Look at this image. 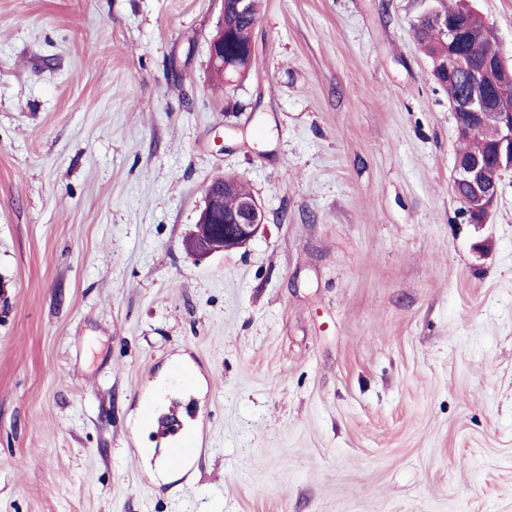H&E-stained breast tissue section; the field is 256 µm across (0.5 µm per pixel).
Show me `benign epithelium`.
<instances>
[{
    "label": "benign epithelium",
    "mask_w": 512,
    "mask_h": 512,
    "mask_svg": "<svg viewBox=\"0 0 512 512\" xmlns=\"http://www.w3.org/2000/svg\"><path fill=\"white\" fill-rule=\"evenodd\" d=\"M210 55L213 69L221 72L228 69L224 41H212ZM444 69L450 78L466 77L464 93L450 100V107L456 141L472 146L469 154H456L453 177V189H463L458 199L469 219L493 209L502 175L512 171V109L501 106V102L512 99V68L493 50L482 59L450 52ZM489 123L500 132L499 140L492 146L480 141V132ZM230 183L231 178L219 177L204 190L197 231L185 241L187 254L197 260L244 247L265 223V211L253 196L242 199L235 210L219 216L215 203Z\"/></svg>",
    "instance_id": "7a95c632"
}]
</instances>
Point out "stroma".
<instances>
[{"label":"stroma","mask_w":512,"mask_h":512,"mask_svg":"<svg viewBox=\"0 0 512 512\" xmlns=\"http://www.w3.org/2000/svg\"><path fill=\"white\" fill-rule=\"evenodd\" d=\"M448 3L262 0L228 88L219 0H0V512H512V172L465 223ZM224 175L267 221L198 263ZM153 390L190 475L138 453ZM201 451L198 436L185 430L172 443L170 466L182 468L190 464Z\"/></svg>","instance_id":"35a3bbf8"}]
</instances>
